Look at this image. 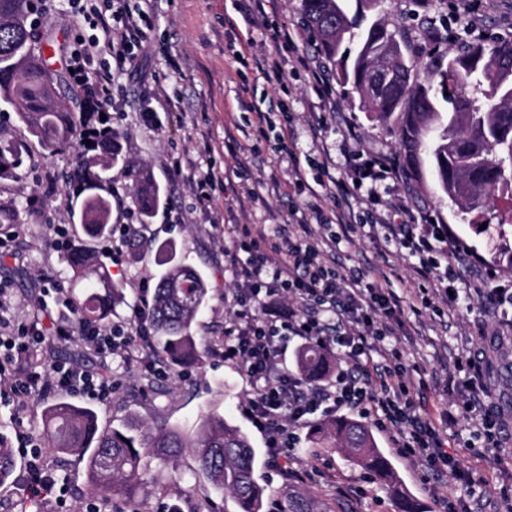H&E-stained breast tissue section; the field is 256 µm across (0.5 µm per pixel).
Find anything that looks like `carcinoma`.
<instances>
[{"label": "carcinoma", "mask_w": 512, "mask_h": 512, "mask_svg": "<svg viewBox=\"0 0 512 512\" xmlns=\"http://www.w3.org/2000/svg\"><path fill=\"white\" fill-rule=\"evenodd\" d=\"M307 25L316 35L319 51L337 63L336 78L343 86L366 93L367 111L388 121L398 115L394 132L405 175L413 180L431 169L448 202L463 212L478 207L496 212L495 201L512 181L498 173L512 165V39L461 43L453 53L416 51L398 29L367 13L362 0L349 12L348 0H303ZM30 0H0V101L14 105L19 121L40 147L51 155L65 149L81 130V121L57 92V77L47 68L50 43L36 40L29 22ZM397 44L381 82L368 85L367 72L375 48L389 40ZM24 144L0 130V178L14 174L22 163ZM122 160L116 134L104 140L97 153L81 158L70 180L79 183L80 224L85 240L64 257L73 275L87 281L73 298L77 324L106 325L122 298L120 285L85 241L106 237L112 220V188L107 173ZM141 221L154 214L160 188L145 176L136 190ZM16 203L0 204V234L19 221ZM156 252L167 266L152 297L151 353L179 365L202 366L194 328L209 301L205 275L174 261L176 247L166 241L136 237L133 247ZM333 354L307 344L297 355V369L307 381L330 376ZM42 438L55 454L76 455L86 462L89 484L111 498L135 501L143 492L142 474L148 458L177 460L184 449L195 452V476L216 494L229 493L238 512H262L263 487L257 482L255 451L249 437L224 417H200L194 435L185 436L164 424L138 435L117 429H98L96 412L65 399L43 405ZM311 442L346 452L381 486L398 495L399 512H420L417 503L399 488L391 462L377 446L372 430L354 418H337L315 425ZM12 449L0 434V483L11 475ZM283 512H320L310 496L290 491Z\"/></svg>", "instance_id": "obj_1"}]
</instances>
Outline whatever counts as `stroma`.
Segmentation results:
<instances>
[{"label": "stroma", "instance_id": "35a3bbf8", "mask_svg": "<svg viewBox=\"0 0 512 512\" xmlns=\"http://www.w3.org/2000/svg\"><path fill=\"white\" fill-rule=\"evenodd\" d=\"M41 24L39 40H52L56 52L50 69L61 78L63 91L76 98V111H84V95L68 69L79 40L88 38V22L76 20L71 0H34ZM425 10L434 19L448 23V48L470 38L512 37V0H482L479 10L468 13L458 0H425ZM263 15L245 25L237 0H155L148 19L149 38L135 51V61L124 74L114 77L107 94L106 116L120 137L124 160L114 166L112 177L113 224L138 225L149 239L172 241L178 259L203 272L211 298L197 318L195 336L203 359L202 368L169 370L156 380V390L144 394L139 363H124L112 356L108 364L116 389L111 400L94 403L100 429H121L130 421L149 427L156 421L193 431L201 414L215 412L251 439L257 452L255 478L265 489L263 512H279L287 488L299 489L325 504L328 512H397L398 504L347 454L333 448H318L307 459V474L290 481L271 465L266 438L247 420L241 406L250 386L238 371L215 356V345L224 341V325L231 317L233 297L239 286L233 268L224 260V242L238 229L249 228L252 237L271 238L284 223L290 207L304 202L303 193L289 183L288 158L281 153L283 139H291L297 157L321 160L330 150L336 162L334 174L345 178L348 162L338 147L349 131H356L354 149L364 155H398L399 145L389 126L366 111L359 95L341 87L329 62H322L325 88L315 87L301 72H286L283 79H265L258 71L273 45L271 26L283 24L294 34L300 52L315 54L316 42L303 20V0H266ZM414 0H380L377 10L391 26L403 28L414 46L428 42V32L412 16ZM175 100L184 114L175 121L165 107ZM271 113L273 125L260 123L259 113ZM84 153L72 144L56 155L45 153L30 142L29 154L18 177L0 180V202L25 204L32 197L34 223L19 225L16 248L5 257L0 280L14 291L15 318L32 320L35 303L43 302L38 281L40 271H49L56 283L71 293L81 282L67 273L61 253L51 245L48 227L63 224L70 243L82 237L79 203L65 177ZM221 182L209 201H200L198 185L207 173ZM160 185L162 202L151 223L140 221L135 188L142 174ZM376 192L382 199L402 196L405 213L401 222L422 212L435 223L451 225L482 258L480 264L463 269L456 288L466 291L483 287L488 272L512 282V224L491 222L489 214L474 210L462 221L456 207L442 199L432 177L423 183L389 180L377 189L362 187L360 197ZM98 260L122 286L123 299L111 323L124 322L141 305L139 284L156 285L163 268L154 252L122 248L117 256L105 251L104 241L91 244ZM393 257L396 270L388 285L401 291L404 281L414 278L407 251L384 236L381 227H364L336 248V262L343 268L372 271ZM408 336L400 348L405 365H419L426 375L444 379L463 349H486L487 336L503 330L505 350L512 351V327L501 326L497 317L482 312L477 297L460 299L457 307L440 305L438 312L420 309L407 313ZM490 400L503 412L505 447L500 461L483 458L479 445L471 444L470 423L459 420L444 430L448 450L469 469L478 497L474 512H496L500 490L512 493V375L505 370L488 375ZM41 437V410L35 402L17 408L9 398L0 399V434L17 445L20 434ZM374 436L389 458L402 487L420 501L425 512H440L441 498L456 499L462 489L448 476L424 480V465L400 455L387 432ZM195 466L192 452H184L177 466L152 462L145 476L146 494L139 502L125 504L89 492L83 461L68 457L64 478L67 491L62 505H41L40 512H84L95 503L99 512H205L207 498H214L219 512H236L231 495L213 496L204 482L191 478Z\"/></svg>", "mask_w": 512, "mask_h": 512}]
</instances>
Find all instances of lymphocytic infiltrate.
Masks as SVG:
<instances>
[{
    "instance_id": "f902f5d3",
    "label": "lymphocytic infiltrate",
    "mask_w": 512,
    "mask_h": 512,
    "mask_svg": "<svg viewBox=\"0 0 512 512\" xmlns=\"http://www.w3.org/2000/svg\"><path fill=\"white\" fill-rule=\"evenodd\" d=\"M114 2V11L108 14L99 8L98 0H83L80 11L93 18L96 33L81 43L69 61L74 76L89 83L96 95L111 86L113 69L132 64L130 46L146 38L147 6L152 0H143V7L133 12L125 8L123 0ZM105 56L113 59V67L89 76L88 62ZM348 160V177L356 187L385 182L398 172L395 161L381 156L367 161L354 153ZM306 209L303 215L290 211L287 223L279 225L272 248L280 253V261H270L260 250L244 261L237 251L224 252L244 290L241 304L263 308L272 297L288 299L286 313L234 319L224 328L221 356L236 366L251 387L244 414L266 435L270 454L276 459L289 456L295 446V430L307 416H327L344 407L361 409L374 416L381 430L392 434L402 455L422 456L434 476L451 474L465 489L451 512H471L472 475L448 452L439 428L417 415L411 396L413 382L404 376L400 350L390 343L405 327L404 298L367 273L343 269L311 243L315 222L337 223L346 235L354 232L350 210L341 208L329 215L311 200ZM384 228L388 238L408 249L421 280L430 278L434 251H441L446 262L442 277L447 282L455 279L458 269L472 263L474 254L464 240L453 235L447 225L432 223L429 215H420L412 224L388 221ZM13 303L11 288L0 281V381L7 383L11 397L20 404L49 387L99 401L112 395L111 378L77 365L55 361L42 369L26 364V357L41 349L47 337L66 342L77 335L94 353L129 357L150 334V306L146 303L126 322L104 328L78 327L67 318L50 319L45 328L17 322L9 315ZM289 334L327 349L340 348L347 368L332 384L304 382L281 362L282 343ZM455 368L460 377L454 387L463 408L482 434L488 453H496L502 426L499 413L487 403L484 359L467 351Z\"/></svg>"
}]
</instances>
